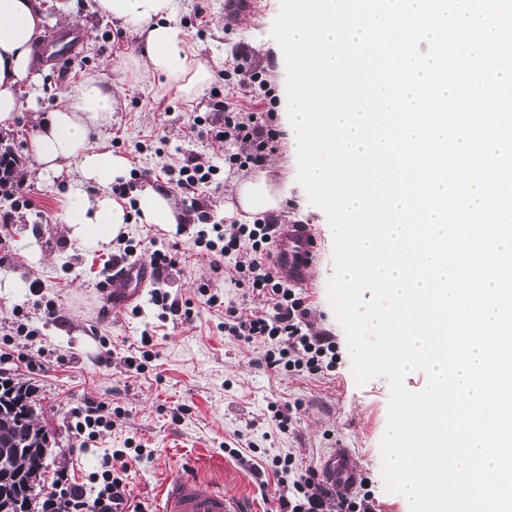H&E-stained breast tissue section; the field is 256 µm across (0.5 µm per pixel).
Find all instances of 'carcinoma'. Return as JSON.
<instances>
[{
    "instance_id": "cac0c4a2",
    "label": "carcinoma",
    "mask_w": 512,
    "mask_h": 512,
    "mask_svg": "<svg viewBox=\"0 0 512 512\" xmlns=\"http://www.w3.org/2000/svg\"><path fill=\"white\" fill-rule=\"evenodd\" d=\"M31 405L29 389L11 380L0 381V457L14 476L0 482V497L9 504L8 512H32L45 472L46 432Z\"/></svg>"
}]
</instances>
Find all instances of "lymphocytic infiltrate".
I'll use <instances>...</instances> for the list:
<instances>
[{
  "label": "lymphocytic infiltrate",
  "instance_id": "1",
  "mask_svg": "<svg viewBox=\"0 0 512 512\" xmlns=\"http://www.w3.org/2000/svg\"><path fill=\"white\" fill-rule=\"evenodd\" d=\"M190 129L197 137L225 146L224 162L241 168L263 166L281 137L271 112H246L236 101L217 94L207 113L194 115ZM237 143L248 145V152H235ZM219 171V165L199 162L191 155L168 183L187 206L196 208L198 192L211 186ZM197 219L201 228L195 246L209 257L215 272L220 271L224 258H233L228 275L242 290L239 301L228 302L220 289L206 284L199 289L209 307L223 310L225 334L257 350L256 365L308 377L334 371L335 341L327 334L310 332L301 290L281 279L272 261L271 243L276 234L272 219L262 217L227 227L211 223L205 211H199ZM124 414L121 406L86 399L73 408L69 428L83 447L115 428ZM147 456V450L140 447L113 450L85 486L73 482L67 471H58L50 493L41 502V512H145L144 506L130 511L126 505L131 467ZM271 467L275 475L287 477L279 496V512H372L371 492H341L315 469L298 471L292 456L273 458Z\"/></svg>",
  "mask_w": 512,
  "mask_h": 512
}]
</instances>
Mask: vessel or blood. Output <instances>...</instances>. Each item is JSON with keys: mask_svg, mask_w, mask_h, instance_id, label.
I'll return each mask as SVG.
<instances>
[{"mask_svg": "<svg viewBox=\"0 0 512 512\" xmlns=\"http://www.w3.org/2000/svg\"><path fill=\"white\" fill-rule=\"evenodd\" d=\"M272 255L282 279L298 286L307 284L316 259V238L310 225H279ZM156 277V269L145 260L113 259L107 289L113 307L134 304ZM223 470V456L214 455L199 467L166 479L159 490L157 512H248L240 500L225 495ZM323 471L342 491L353 490L361 476L355 455L347 448L334 449L324 459Z\"/></svg>", "mask_w": 512, "mask_h": 512, "instance_id": "1", "label": "vessel or blood"}]
</instances>
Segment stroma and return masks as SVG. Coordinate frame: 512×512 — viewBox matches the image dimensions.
Segmentation results:
<instances>
[{
  "mask_svg": "<svg viewBox=\"0 0 512 512\" xmlns=\"http://www.w3.org/2000/svg\"><path fill=\"white\" fill-rule=\"evenodd\" d=\"M197 0H183L176 20L181 37L199 57L236 65L240 48H247L248 63L263 70L278 99L274 122L283 125L287 88L278 80L285 61L272 37L281 0H252L245 15L224 20V0H211L204 21H196ZM48 18L54 19L49 36L78 31L84 47L62 65L50 66L36 58L39 101L44 110L63 106L77 84L94 76L106 81L122 79L123 93L114 121L102 140L127 157L134 168L154 171L166 182L167 171L183 165L188 155L200 161L215 160L219 145L198 139L190 131L192 117L207 111L209 96L189 101L175 87L136 73L120 75L129 57L140 52V38L132 31L98 14L94 0H39ZM34 122L21 113L14 123L0 129V148L19 159L17 175L30 165L27 153ZM265 171L285 188L283 206L273 214L282 224L310 225L318 241L319 259L303 293L314 332L336 340V369L321 377H305L285 371L258 368L243 345L226 336L219 324L222 314L206 306L197 291L210 279L209 261L193 245L198 224L178 225L169 232L158 224L129 225L130 238L149 243H178L181 260L165 271L159 286L170 299L191 302V319L159 321V310L150 292L137 302L140 315L131 309L111 310L100 317L103 303L99 281L111 272L112 252L88 254L68 241L60 229L59 215L65 202L61 183L29 179L32 204L14 208L11 198L0 193V214L10 213L5 237L7 254L0 260V275L23 278L27 290L0 294V337L13 334L15 308L28 312L27 325L37 330L44 347L59 362L48 372L10 370L14 381L30 385L40 419L49 433L53 472L67 468L77 482H85L99 470L105 452L122 448L134 438L153 455L133 468L129 479L130 505H144L157 512L158 488L172 475L184 472L190 459L206 450L224 457V492L249 502L254 512H277L280 485L268 464L277 456L292 455L303 468H320L336 446L351 449L370 481L374 512H407L402 495L387 492L382 476L380 444L388 424L390 386L382 377L357 384L346 336L328 298L333 272V243L324 212L310 203L298 181L299 165L280 141L268 156ZM55 304L58 321H46L43 302ZM152 329L159 356L154 369L137 374L128 371L124 355L136 348L143 329ZM111 346V363L98 362L104 346ZM115 402L126 415L116 429L89 447H75L68 429L70 411L84 398ZM298 405L293 427L281 431L271 420L269 403Z\"/></svg>",
  "mask_w": 512,
  "mask_h": 512,
  "instance_id": "35a3bbf8",
  "label": "stroma"
}]
</instances>
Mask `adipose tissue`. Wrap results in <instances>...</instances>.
Returning <instances> with one entry per match:
<instances>
[{
    "label": "adipose tissue",
    "instance_id": "1",
    "mask_svg": "<svg viewBox=\"0 0 512 512\" xmlns=\"http://www.w3.org/2000/svg\"><path fill=\"white\" fill-rule=\"evenodd\" d=\"M96 7L142 36L136 71L164 79L186 99L204 94L218 63L197 57L185 46L174 24L182 0H96ZM49 26L38 0H0V126H10L25 110L34 111L31 169L38 178L65 181L60 222L66 238L87 252H106L131 222L182 223L175 198L153 184L135 189L132 208L110 192L112 182L126 176L129 168L127 158L100 139L118 108L120 82L83 79L65 105L44 115L35 112V94L20 96L21 85L35 79L33 49ZM232 185L240 209L246 212L275 210L283 200L263 173L233 180Z\"/></svg>",
    "mask_w": 512,
    "mask_h": 512
}]
</instances>
